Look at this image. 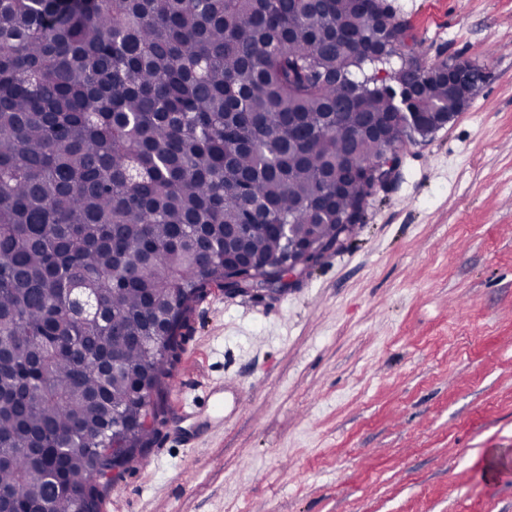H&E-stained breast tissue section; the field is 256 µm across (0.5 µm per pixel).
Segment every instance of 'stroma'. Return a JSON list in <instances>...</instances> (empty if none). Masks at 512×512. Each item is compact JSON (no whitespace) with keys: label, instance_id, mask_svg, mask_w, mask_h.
<instances>
[{"label":"stroma","instance_id":"1","mask_svg":"<svg viewBox=\"0 0 512 512\" xmlns=\"http://www.w3.org/2000/svg\"><path fill=\"white\" fill-rule=\"evenodd\" d=\"M389 2L486 80L298 288H210L100 512H512V0Z\"/></svg>","mask_w":512,"mask_h":512}]
</instances>
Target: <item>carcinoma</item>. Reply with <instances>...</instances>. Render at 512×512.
Returning <instances> with one entry per match:
<instances>
[{
	"label": "carcinoma",
	"instance_id": "cac0c4a2",
	"mask_svg": "<svg viewBox=\"0 0 512 512\" xmlns=\"http://www.w3.org/2000/svg\"><path fill=\"white\" fill-rule=\"evenodd\" d=\"M380 0H0V509L98 512L159 415L181 330L224 284V227L256 272L289 224H360L345 162L461 111ZM342 184L341 198L326 189ZM97 308L74 311L76 292Z\"/></svg>",
	"mask_w": 512,
	"mask_h": 512
}]
</instances>
